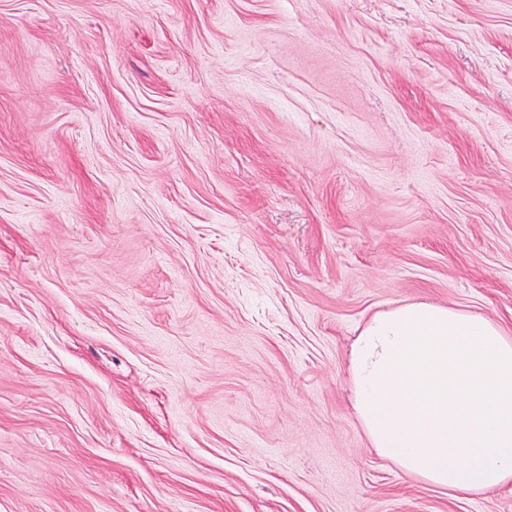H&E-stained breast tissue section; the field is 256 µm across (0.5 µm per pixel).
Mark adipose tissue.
Masks as SVG:
<instances>
[{
  "label": "adipose tissue",
  "mask_w": 512,
  "mask_h": 512,
  "mask_svg": "<svg viewBox=\"0 0 512 512\" xmlns=\"http://www.w3.org/2000/svg\"><path fill=\"white\" fill-rule=\"evenodd\" d=\"M357 414L379 455L452 493L512 483V337L435 304L372 316L350 353Z\"/></svg>",
  "instance_id": "adipose-tissue-1"
}]
</instances>
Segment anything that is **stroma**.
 <instances>
[{"instance_id": "1", "label": "stroma", "mask_w": 512, "mask_h": 512, "mask_svg": "<svg viewBox=\"0 0 512 512\" xmlns=\"http://www.w3.org/2000/svg\"><path fill=\"white\" fill-rule=\"evenodd\" d=\"M414 302L512 336V0H0V512H512L358 419Z\"/></svg>"}]
</instances>
